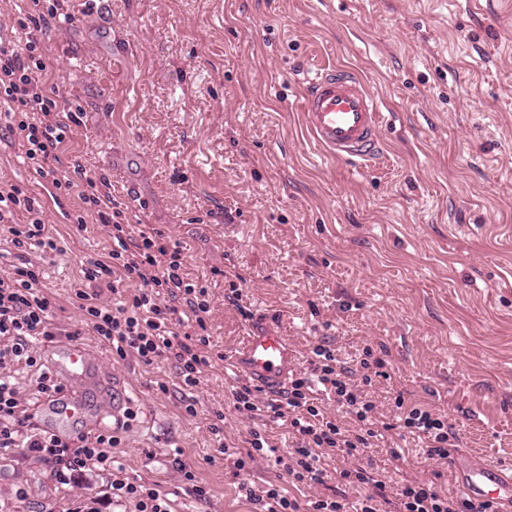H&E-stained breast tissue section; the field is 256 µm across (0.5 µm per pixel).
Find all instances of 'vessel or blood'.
I'll list each match as a JSON object with an SVG mask.
<instances>
[{
  "label": "vessel or blood",
  "mask_w": 512,
  "mask_h": 512,
  "mask_svg": "<svg viewBox=\"0 0 512 512\" xmlns=\"http://www.w3.org/2000/svg\"><path fill=\"white\" fill-rule=\"evenodd\" d=\"M303 112L309 134L327 157L358 163L378 152L380 103L366 82L352 72L331 69L316 73L304 93ZM232 364L249 382L266 392L280 393L298 360L287 339L259 321L250 324ZM55 367L82 387L94 390L99 386L98 364L79 343L64 344ZM90 407V402L81 398H64L48 405L60 425L83 418ZM448 469L463 494L493 501L500 512H512V471L465 452L452 453Z\"/></svg>",
  "instance_id": "b4317fda"
}]
</instances>
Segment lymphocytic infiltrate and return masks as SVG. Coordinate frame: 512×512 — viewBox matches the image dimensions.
Here are the masks:
<instances>
[{
	"instance_id": "1",
	"label": "lymphocytic infiltrate",
	"mask_w": 512,
	"mask_h": 512,
	"mask_svg": "<svg viewBox=\"0 0 512 512\" xmlns=\"http://www.w3.org/2000/svg\"><path fill=\"white\" fill-rule=\"evenodd\" d=\"M45 69L44 49L36 37L15 48L0 46V103L7 107L0 113V126L24 143L25 156L40 175L77 121L75 113L61 111L47 94L41 79ZM51 184L56 196L75 195L83 203L75 217L78 229L94 219L106 228L112 248L107 259L85 261V286L75 291L80 322L65 321L62 305L45 293L42 283V261L61 251L44 213L22 188L0 189V448L21 449L63 481L68 471L90 463L111 466L110 450L120 438L114 430L64 438L35 424L30 404L13 380L16 366H36L35 342L72 339L85 327L119 358L132 355L147 366L172 361L186 388L197 386L214 355L208 349L206 290L184 279L179 247L158 235L133 236L119 221L116 201L96 178L77 183L56 177ZM111 293L118 302L108 301ZM360 367L361 378H353L334 350L318 345L308 369L292 379L282 397H265L261 388L247 383L234 389V406L246 418L283 421L296 435L298 445L287 466L293 485L324 484L325 458L351 462L337 470L336 482L345 491L332 498L301 502L274 485L258 492L239 483L254 512H378L377 502L387 493L368 454L372 439L416 436L426 458L434 461L447 460L457 450L447 417L426 405L409 404L399 396L396 416L378 419L368 388L375 379L388 378L387 362L368 348ZM319 386L335 403V412L313 402ZM350 488L357 490V498H348ZM394 497L395 512H497L493 503L450 495L434 480H404Z\"/></svg>"
}]
</instances>
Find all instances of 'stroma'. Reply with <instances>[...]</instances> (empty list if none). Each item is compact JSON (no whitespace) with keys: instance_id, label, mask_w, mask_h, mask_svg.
Masks as SVG:
<instances>
[{"instance_id":"1","label":"stroma","mask_w":512,"mask_h":512,"mask_svg":"<svg viewBox=\"0 0 512 512\" xmlns=\"http://www.w3.org/2000/svg\"><path fill=\"white\" fill-rule=\"evenodd\" d=\"M31 35L48 91L80 119L51 168L105 178L133 232L178 244L184 278L207 290L219 357L190 419L172 362L116 361L84 332L103 389L78 433L109 429L128 408L136 417L112 467H85L69 485L0 449V512H138L113 495L117 478L157 484L170 512H253L240 482L287 486L276 457L233 468L251 430L276 456L295 444L233 405L231 359L253 316L302 361L323 341L348 367L364 347L386 350L391 377L371 389L380 416L399 395L428 404L462 449L512 467V0H0V43ZM322 67L353 71L380 100L383 145L367 166L325 157L305 129L304 86ZM10 184L58 233L43 282L79 324L80 264L112 241L95 221L77 229L79 198L55 204L21 141L0 133ZM219 412L220 440L208 429ZM394 446L396 460L370 450L389 488L448 469L413 437ZM176 458L208 501L179 481Z\"/></svg>"}]
</instances>
